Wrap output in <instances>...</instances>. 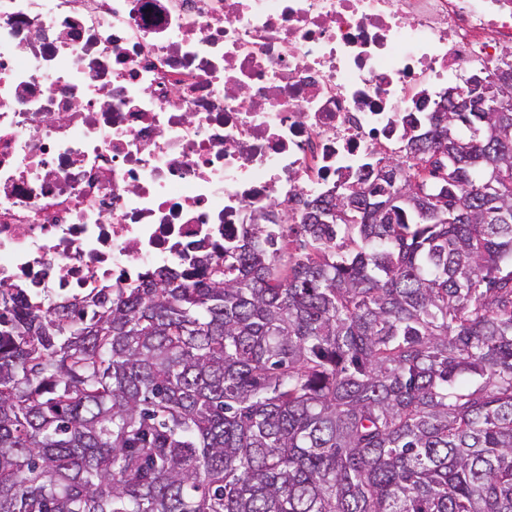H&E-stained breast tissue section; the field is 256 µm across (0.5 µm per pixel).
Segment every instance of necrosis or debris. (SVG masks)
Instances as JSON below:
<instances>
[{
  "mask_svg": "<svg viewBox=\"0 0 512 512\" xmlns=\"http://www.w3.org/2000/svg\"><path fill=\"white\" fill-rule=\"evenodd\" d=\"M512 0H0V285L126 287L391 154Z\"/></svg>",
  "mask_w": 512,
  "mask_h": 512,
  "instance_id": "obj_1",
  "label": "necrosis or debris"
}]
</instances>
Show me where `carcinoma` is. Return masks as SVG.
Listing matches in <instances>:
<instances>
[{"instance_id": "1", "label": "carcinoma", "mask_w": 512, "mask_h": 512, "mask_svg": "<svg viewBox=\"0 0 512 512\" xmlns=\"http://www.w3.org/2000/svg\"><path fill=\"white\" fill-rule=\"evenodd\" d=\"M456 108L404 199L365 177L47 309L1 287L0 512H512V112Z\"/></svg>"}]
</instances>
